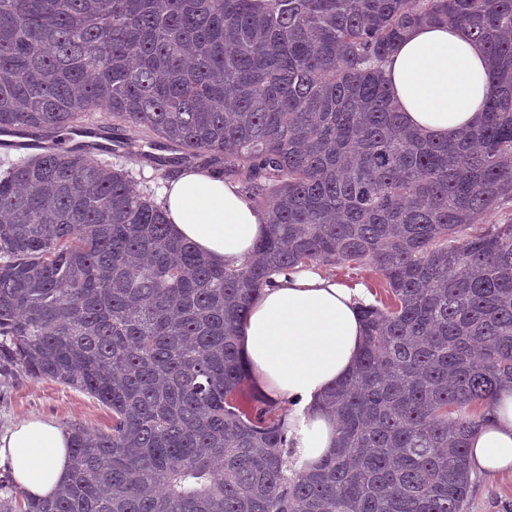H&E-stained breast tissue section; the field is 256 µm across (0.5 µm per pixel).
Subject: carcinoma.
<instances>
[{
  "mask_svg": "<svg viewBox=\"0 0 512 512\" xmlns=\"http://www.w3.org/2000/svg\"><path fill=\"white\" fill-rule=\"evenodd\" d=\"M422 23L491 64L482 123L446 139L404 125L383 75ZM95 111L167 177L243 176L268 231L218 266L95 157L0 160V374L112 413L70 426L54 497L0 480V512H467L478 409L512 383V0H0V136ZM341 264L388 303L360 306L324 398L337 448L302 473L237 327L275 276Z\"/></svg>",
  "mask_w": 512,
  "mask_h": 512,
  "instance_id": "1",
  "label": "carcinoma"
}]
</instances>
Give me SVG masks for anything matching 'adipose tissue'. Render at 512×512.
I'll return each instance as SVG.
<instances>
[{"label": "adipose tissue", "mask_w": 512, "mask_h": 512, "mask_svg": "<svg viewBox=\"0 0 512 512\" xmlns=\"http://www.w3.org/2000/svg\"><path fill=\"white\" fill-rule=\"evenodd\" d=\"M391 98L405 123L429 138L469 130L483 119L490 68L483 46L458 28H410L385 68ZM160 204L177 236L212 261L237 266L264 235L263 215L234 181L208 168L167 180ZM361 293L316 271L276 276L253 301L238 336L255 388L301 407L290 433L302 461L317 464L336 445L335 417L324 391L356 365L362 345ZM70 437L32 417L0 436L6 464L26 494L51 497L70 469ZM473 470L512 471V389L501 390L471 442Z\"/></svg>", "instance_id": "ef3b65f1"}]
</instances>
